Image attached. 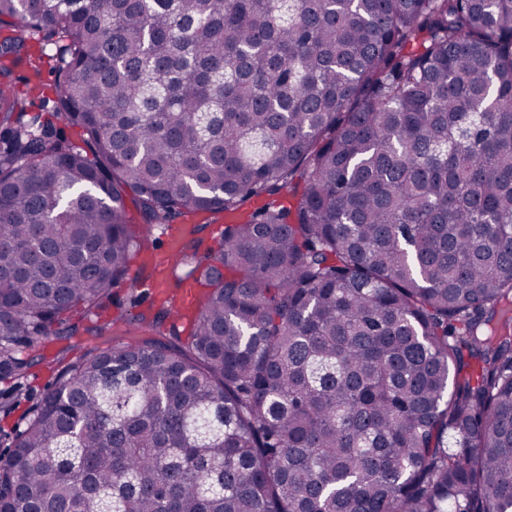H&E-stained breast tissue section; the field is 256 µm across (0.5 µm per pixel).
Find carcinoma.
<instances>
[{"instance_id":"carcinoma-1","label":"carcinoma","mask_w":512,"mask_h":512,"mask_svg":"<svg viewBox=\"0 0 512 512\" xmlns=\"http://www.w3.org/2000/svg\"><path fill=\"white\" fill-rule=\"evenodd\" d=\"M3 27L56 78L47 115L0 89V377L140 285L127 194L156 226L272 200L183 255L186 343L167 308L58 351L0 512H512V0H0Z\"/></svg>"}]
</instances>
